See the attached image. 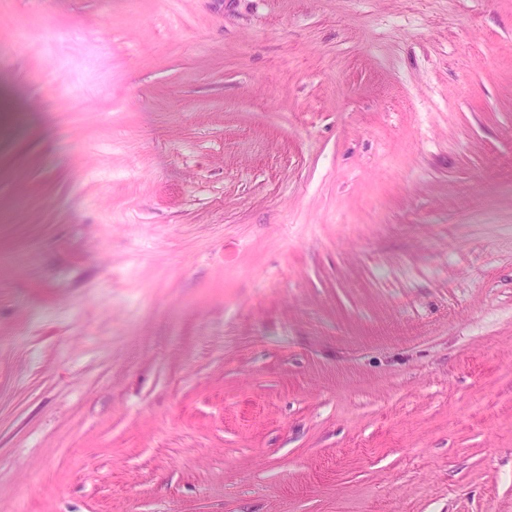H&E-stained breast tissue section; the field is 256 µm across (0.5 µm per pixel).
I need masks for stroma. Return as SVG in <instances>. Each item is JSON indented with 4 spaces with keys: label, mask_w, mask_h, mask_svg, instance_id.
Returning a JSON list of instances; mask_svg holds the SVG:
<instances>
[{
    "label": "stroma",
    "mask_w": 512,
    "mask_h": 512,
    "mask_svg": "<svg viewBox=\"0 0 512 512\" xmlns=\"http://www.w3.org/2000/svg\"><path fill=\"white\" fill-rule=\"evenodd\" d=\"M0 512H512V0H0Z\"/></svg>",
    "instance_id": "35a3bbf8"
}]
</instances>
